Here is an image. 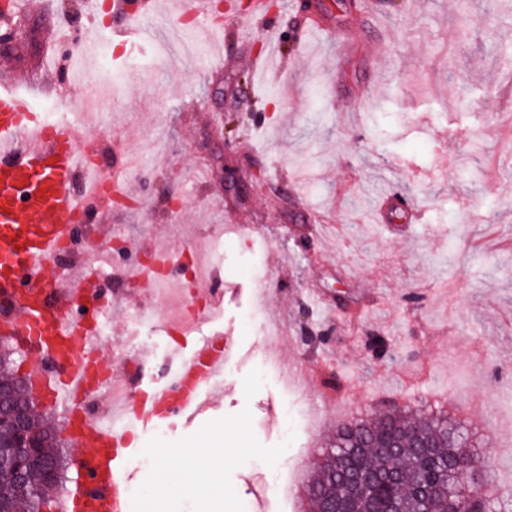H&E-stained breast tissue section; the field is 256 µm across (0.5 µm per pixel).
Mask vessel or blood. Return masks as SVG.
Segmentation results:
<instances>
[{"mask_svg":"<svg viewBox=\"0 0 512 512\" xmlns=\"http://www.w3.org/2000/svg\"><path fill=\"white\" fill-rule=\"evenodd\" d=\"M110 7L113 15L136 25L155 11L154 0H111ZM81 136L75 121L46 123L29 98L0 93V334L24 337L40 353L66 364L60 377H50L41 363L29 369L28 377L33 389L69 412L76 460L85 469L84 481L71 491L69 512H126L132 474L119 435L70 404L71 388L96 359L95 319L78 322L71 316L84 305L93 281L83 272L63 281L48 279L46 273L58 242L72 235L80 214L105 201L104 195L81 187L76 149ZM196 353L206 357L205 369L188 359L178 372L204 383L223 368L224 356L210 340L198 343ZM160 400L172 418L207 407L199 398L157 387L129 410L140 428L158 421L154 404Z\"/></svg>","mask_w":512,"mask_h":512,"instance_id":"obj_1","label":"vessel or blood"}]
</instances>
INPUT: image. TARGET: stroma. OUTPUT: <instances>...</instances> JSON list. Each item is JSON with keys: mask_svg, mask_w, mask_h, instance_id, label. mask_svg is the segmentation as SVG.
<instances>
[{"mask_svg": "<svg viewBox=\"0 0 512 512\" xmlns=\"http://www.w3.org/2000/svg\"><path fill=\"white\" fill-rule=\"evenodd\" d=\"M147 41L89 0H16L0 16V91L52 111L72 93L70 61L112 49L100 81L118 111L80 120L104 169L121 141L141 159L137 196L88 216L97 243L125 250L100 272L112 293V344L136 343L146 382L167 379L194 336L156 352L132 311H173L126 275L141 244L200 250L224 296L201 319L231 354L217 407L167 425V448L235 451L217 478L154 487L142 512H307L304 486L339 422L388 411L444 413L491 451L512 484V0H209L218 19L185 26L157 0ZM335 40L307 34L311 20ZM279 33L270 52L266 33ZM239 167L225 192L216 157ZM275 319L266 342L260 325ZM306 366L284 388L269 358ZM309 405L305 427L298 415ZM291 471L288 504L256 473Z\"/></svg>", "mask_w": 512, "mask_h": 512, "instance_id": "35a3bbf8", "label": "stroma"}]
</instances>
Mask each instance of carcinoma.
<instances>
[{
	"mask_svg": "<svg viewBox=\"0 0 512 512\" xmlns=\"http://www.w3.org/2000/svg\"><path fill=\"white\" fill-rule=\"evenodd\" d=\"M13 353L0 348V386L13 392V402L0 407V446L12 444L11 420L26 411L28 429L41 441V457L53 475L38 468L19 475L0 471V503L8 512H44L67 480L66 443L37 413L27 379L18 375ZM398 444L388 448L386 444ZM476 447L469 431L447 415L413 416L397 412L359 418L339 425L316 463L305 488L309 512H512V492L493 493L489 464L479 472L460 444ZM360 467L374 475L364 489L347 482Z\"/></svg>",
	"mask_w": 512,
	"mask_h": 512,
	"instance_id": "carcinoma-1",
	"label": "carcinoma"
}]
</instances>
